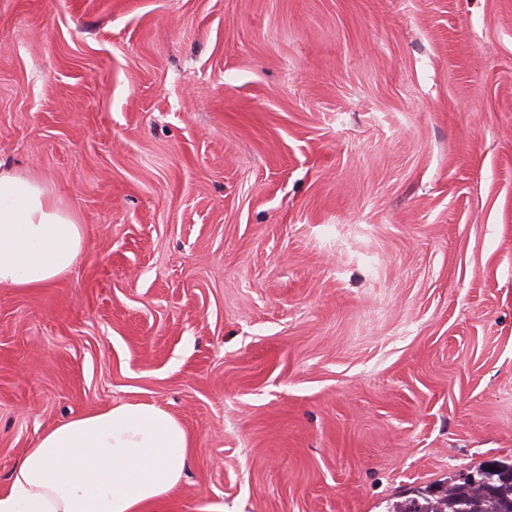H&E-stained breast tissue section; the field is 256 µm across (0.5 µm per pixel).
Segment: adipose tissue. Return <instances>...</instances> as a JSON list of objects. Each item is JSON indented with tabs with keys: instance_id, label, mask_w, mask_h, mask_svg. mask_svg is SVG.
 Instances as JSON below:
<instances>
[{
	"instance_id": "obj_1",
	"label": "adipose tissue",
	"mask_w": 512,
	"mask_h": 512,
	"mask_svg": "<svg viewBox=\"0 0 512 512\" xmlns=\"http://www.w3.org/2000/svg\"><path fill=\"white\" fill-rule=\"evenodd\" d=\"M84 244L78 215L41 180L0 169V286L44 288ZM182 423L146 402H123L47 428L19 457L0 512H152L189 465Z\"/></svg>"
}]
</instances>
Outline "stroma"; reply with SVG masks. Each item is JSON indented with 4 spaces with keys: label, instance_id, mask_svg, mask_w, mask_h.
<instances>
[{
    "label": "stroma",
    "instance_id": "35a3bbf8",
    "mask_svg": "<svg viewBox=\"0 0 512 512\" xmlns=\"http://www.w3.org/2000/svg\"><path fill=\"white\" fill-rule=\"evenodd\" d=\"M0 162L84 247L0 287V494L179 418L157 512H384L512 459V0H0Z\"/></svg>",
    "mask_w": 512,
    "mask_h": 512
}]
</instances>
